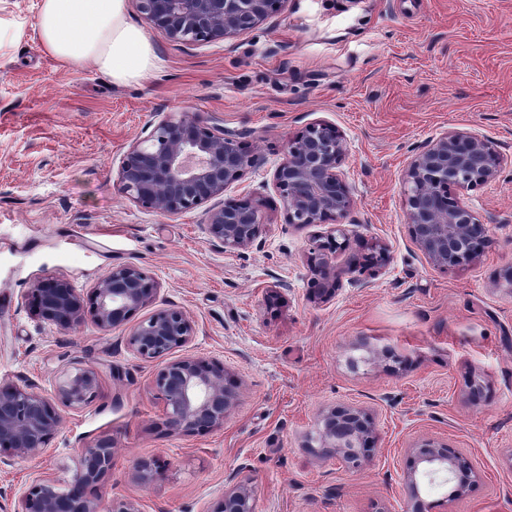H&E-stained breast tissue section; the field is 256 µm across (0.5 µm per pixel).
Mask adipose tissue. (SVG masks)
Listing matches in <instances>:
<instances>
[{
  "instance_id": "1",
  "label": "adipose tissue",
  "mask_w": 512,
  "mask_h": 512,
  "mask_svg": "<svg viewBox=\"0 0 512 512\" xmlns=\"http://www.w3.org/2000/svg\"><path fill=\"white\" fill-rule=\"evenodd\" d=\"M38 38L46 53L73 67H92L123 85L144 79L159 58L128 18L127 0H40Z\"/></svg>"
}]
</instances>
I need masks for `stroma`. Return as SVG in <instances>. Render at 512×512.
<instances>
[{"mask_svg":"<svg viewBox=\"0 0 512 512\" xmlns=\"http://www.w3.org/2000/svg\"><path fill=\"white\" fill-rule=\"evenodd\" d=\"M38 8L0 0V384L50 395L62 371L91 368L100 386L46 453L0 469V512L35 477L67 488L101 438L115 450L103 494L139 512H212L243 480L255 512H409L405 473L424 438L478 472L457 497L447 474L419 476L429 512H512V0H288L249 34L193 48L133 8L161 68L127 86L45 53ZM157 112L244 133L256 163L226 195L262 199L260 247L223 252L201 211L166 216L121 193L120 161ZM319 120L344 136L354 200L340 285L323 296L308 256L327 228L286 225L271 185L287 140ZM452 129L489 140L506 165L463 194L491 247L441 270L409 235L402 179L413 149ZM374 241L385 268L350 271ZM123 264L158 282L154 308L194 321L186 354L236 384L223 428L168 430L153 390L162 364L132 351L130 326L63 329L27 300L38 280L84 294ZM345 404L367 409L378 434L356 469L308 445L321 413ZM155 458L161 476L141 483L136 462Z\"/></svg>","mask_w":512,"mask_h":512,"instance_id":"stroma-1","label":"stroma"}]
</instances>
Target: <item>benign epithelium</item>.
Here are the masks:
<instances>
[{"mask_svg": "<svg viewBox=\"0 0 512 512\" xmlns=\"http://www.w3.org/2000/svg\"><path fill=\"white\" fill-rule=\"evenodd\" d=\"M137 10L168 41L183 47L203 46L239 38L259 24L283 14L288 0H135ZM150 132L133 141L117 172L122 194L133 203L163 215L204 208L206 231L213 245L226 252L261 243L265 231L259 199H226V190L239 181L255 157L249 142L223 126L197 115L156 112ZM346 147L341 131L316 121L289 139L272 186L283 204L285 223L297 227L331 225L326 240L313 248L310 266L315 287L328 292L339 286L334 255L349 247L343 227L353 206L342 177ZM503 157L475 134L450 130L415 150L404 173L406 220L411 239L426 260L446 269L474 262L491 246L487 223L466 203L462 192L498 179ZM368 263L351 271L369 270L376 276L388 261L387 249L370 244ZM158 283L137 265L110 269L87 295L75 291L63 277L38 281L30 303L45 320L64 329L91 321L100 331L125 325L150 306ZM196 328L186 311L169 305L155 310L131 329L128 344L144 361H165L154 379L168 429L201 435L224 427L237 393L224 366L194 356L174 358L188 345ZM99 390L98 373L90 368L66 372L51 396L31 385H0V466H12L48 447L62 428L67 412L93 401ZM315 440L332 448L353 468L361 466L375 447L371 415L357 406L334 407L319 422ZM407 474L411 512H426L416 480L446 472L455 482L451 496L461 495L478 473L461 454L432 439L411 448ZM112 441L101 439L81 451L80 467L67 489L53 480H32L13 512H139L122 499H107L90 490L104 484L112 471ZM163 470L158 460L137 465V477L149 484ZM212 512H255V490L240 483L224 492Z\"/></svg>", "mask_w": 512, "mask_h": 512, "instance_id": "7a95c632", "label": "benign epithelium"}]
</instances>
